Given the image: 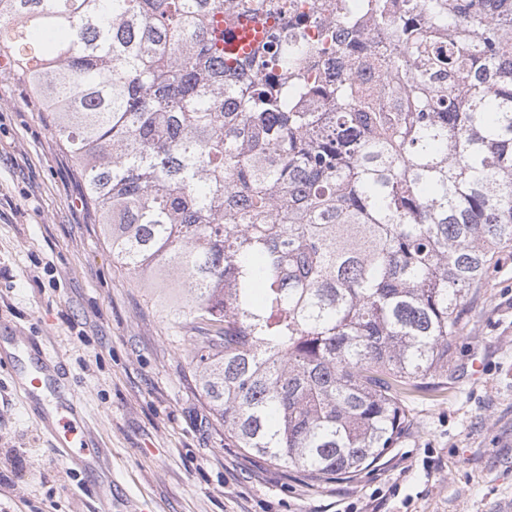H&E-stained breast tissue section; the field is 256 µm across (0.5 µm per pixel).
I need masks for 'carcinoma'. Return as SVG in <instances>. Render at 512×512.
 <instances>
[{
  "label": "carcinoma",
  "instance_id": "carcinoma-1",
  "mask_svg": "<svg viewBox=\"0 0 512 512\" xmlns=\"http://www.w3.org/2000/svg\"><path fill=\"white\" fill-rule=\"evenodd\" d=\"M245 13L275 24L240 58L217 32ZM317 17L334 80L284 0H0L112 259L157 297L178 285L170 328L196 334L225 438L322 483L409 433L405 400L441 387L467 294L512 246V0Z\"/></svg>",
  "mask_w": 512,
  "mask_h": 512
}]
</instances>
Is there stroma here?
I'll use <instances>...</instances> for the list:
<instances>
[{"label": "stroma", "mask_w": 512, "mask_h": 512, "mask_svg": "<svg viewBox=\"0 0 512 512\" xmlns=\"http://www.w3.org/2000/svg\"><path fill=\"white\" fill-rule=\"evenodd\" d=\"M52 116L0 69V330L60 356L112 451L111 512H512V253L467 298L440 391L406 399L409 434L374 467L314 483L232 447L189 375L193 339L112 260ZM0 364V512H95L34 403Z\"/></svg>", "instance_id": "obj_1"}]
</instances>
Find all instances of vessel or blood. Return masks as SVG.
Returning <instances> with one entry per match:
<instances>
[{"label": "vessel or blood", "instance_id": "obj_1", "mask_svg": "<svg viewBox=\"0 0 512 512\" xmlns=\"http://www.w3.org/2000/svg\"><path fill=\"white\" fill-rule=\"evenodd\" d=\"M9 358L18 375V391L24 399L48 402L49 410L42 412L45 431L58 451L79 469L89 472L111 471L110 451L106 448H87V423L81 411L58 394L59 371L56 358L49 350L29 337H16Z\"/></svg>", "mask_w": 512, "mask_h": 512}]
</instances>
